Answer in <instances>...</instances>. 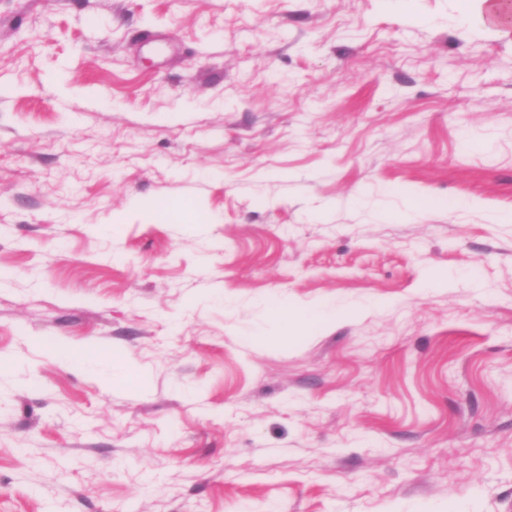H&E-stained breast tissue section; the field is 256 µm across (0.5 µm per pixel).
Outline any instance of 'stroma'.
Listing matches in <instances>:
<instances>
[{
  "label": "stroma",
  "instance_id": "stroma-1",
  "mask_svg": "<svg viewBox=\"0 0 512 512\" xmlns=\"http://www.w3.org/2000/svg\"><path fill=\"white\" fill-rule=\"evenodd\" d=\"M469 7L0 0V512H512V23ZM273 312L283 333L302 331L317 333L325 324L343 315L342 310L326 309L323 306L294 307L288 303L274 306Z\"/></svg>",
  "mask_w": 512,
  "mask_h": 512
}]
</instances>
